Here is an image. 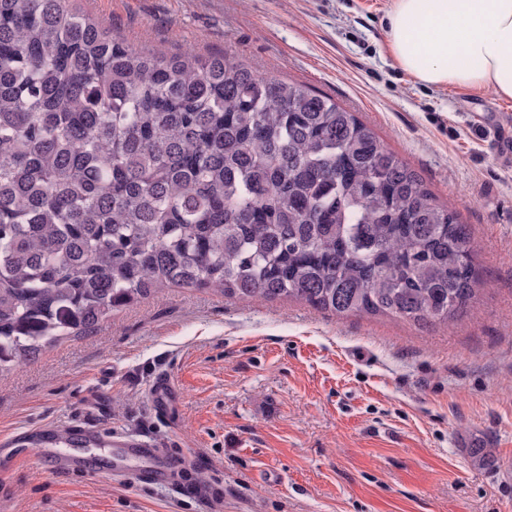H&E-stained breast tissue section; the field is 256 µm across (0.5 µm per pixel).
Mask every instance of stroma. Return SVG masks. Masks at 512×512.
Returning a JSON list of instances; mask_svg holds the SVG:
<instances>
[{"mask_svg": "<svg viewBox=\"0 0 512 512\" xmlns=\"http://www.w3.org/2000/svg\"><path fill=\"white\" fill-rule=\"evenodd\" d=\"M392 2L71 0L135 47L228 52L358 113L470 225L481 284L450 327L186 288L113 312L0 376V435L56 438L52 462L0 465V512H512V474L486 470L512 451V155L494 135L512 100L412 81L386 50ZM79 426L149 439L218 502L116 480L108 448L72 460ZM150 392L155 412L160 416H169L176 400V392L170 379L157 376Z\"/></svg>", "mask_w": 512, "mask_h": 512, "instance_id": "1", "label": "stroma"}]
</instances>
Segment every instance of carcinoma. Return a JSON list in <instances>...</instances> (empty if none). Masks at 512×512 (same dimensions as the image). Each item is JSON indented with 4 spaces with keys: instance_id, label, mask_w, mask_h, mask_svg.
I'll return each instance as SVG.
<instances>
[{
    "instance_id": "carcinoma-1",
    "label": "carcinoma",
    "mask_w": 512,
    "mask_h": 512,
    "mask_svg": "<svg viewBox=\"0 0 512 512\" xmlns=\"http://www.w3.org/2000/svg\"><path fill=\"white\" fill-rule=\"evenodd\" d=\"M173 287L429 326L478 279L468 226L332 98L0 0V374Z\"/></svg>"
}]
</instances>
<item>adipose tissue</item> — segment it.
Returning a JSON list of instances; mask_svg holds the SVG:
<instances>
[{"mask_svg": "<svg viewBox=\"0 0 512 512\" xmlns=\"http://www.w3.org/2000/svg\"><path fill=\"white\" fill-rule=\"evenodd\" d=\"M386 43L420 83L512 99V0H394Z\"/></svg>", "mask_w": 512, "mask_h": 512, "instance_id": "1", "label": "adipose tissue"}]
</instances>
